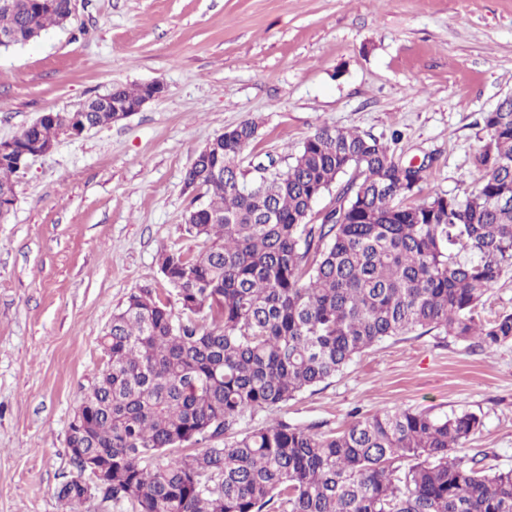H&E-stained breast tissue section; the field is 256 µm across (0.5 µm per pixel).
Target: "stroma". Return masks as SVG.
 Wrapping results in <instances>:
<instances>
[{"label":"stroma","mask_w":512,"mask_h":512,"mask_svg":"<svg viewBox=\"0 0 512 512\" xmlns=\"http://www.w3.org/2000/svg\"><path fill=\"white\" fill-rule=\"evenodd\" d=\"M77 15L0 49V140L116 85L161 82L133 116L13 174L0 223V512H130L55 490L76 476L71 417L106 362L104 328L127 294L163 287L158 256L194 255L184 183L197 151L245 120L243 165L285 167L324 125L429 164L416 200L465 196L482 116L512 93V0H77ZM482 419L467 455L512 467V345L470 352L439 331L390 338L335 378L241 429L278 418L334 432L395 409Z\"/></svg>","instance_id":"1"}]
</instances>
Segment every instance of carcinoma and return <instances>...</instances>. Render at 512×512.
Returning <instances> with one entry per match:
<instances>
[{
	"mask_svg": "<svg viewBox=\"0 0 512 512\" xmlns=\"http://www.w3.org/2000/svg\"><path fill=\"white\" fill-rule=\"evenodd\" d=\"M70 0H0L12 46L62 26ZM144 85L114 86L138 101ZM114 112H46L0 158V204H14L18 157ZM488 138L467 196L415 191L427 166L390 146L324 125L283 169L250 177L245 120L210 140L186 171L185 230L196 255L165 250L159 266L179 311L156 288L130 292L101 337L106 364L81 404L86 451L112 460L101 500L132 512H512V468L458 452L482 427L471 412L398 409L338 433L272 420L224 441L248 414L273 411L342 372L375 344L438 330L483 351L512 343V312L481 317L512 267V96L483 117ZM338 206L313 204L339 179Z\"/></svg>",
	"mask_w": 512,
	"mask_h": 512,
	"instance_id": "cac0c4a2",
	"label": "carcinoma"
}]
</instances>
